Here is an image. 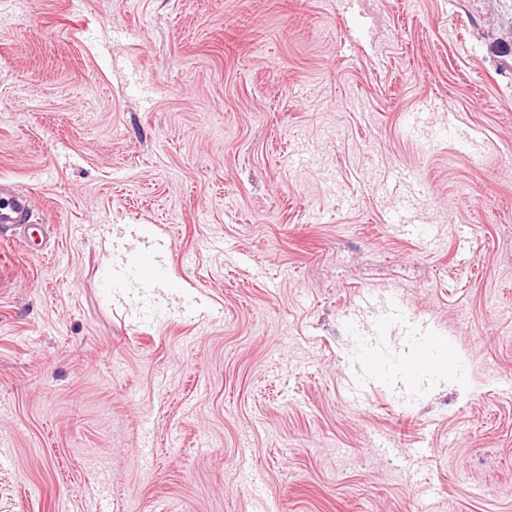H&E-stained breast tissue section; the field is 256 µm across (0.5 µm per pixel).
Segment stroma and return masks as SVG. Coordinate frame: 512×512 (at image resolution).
Here are the masks:
<instances>
[{"label": "stroma", "instance_id": "stroma-1", "mask_svg": "<svg viewBox=\"0 0 512 512\" xmlns=\"http://www.w3.org/2000/svg\"><path fill=\"white\" fill-rule=\"evenodd\" d=\"M0 180V512H512V0H0ZM35 204L32 193L20 192L5 182H0V236L17 241L22 247L31 252L35 247H41L33 236L35 230L46 224H32ZM436 341L433 336H427L426 342L422 344V349L417 352L416 356L412 360L404 361L399 365V370L401 373L408 379H413L417 376V374L424 368L429 370H433L429 366L430 353L429 348L439 343Z\"/></svg>", "mask_w": 512, "mask_h": 512}]
</instances>
